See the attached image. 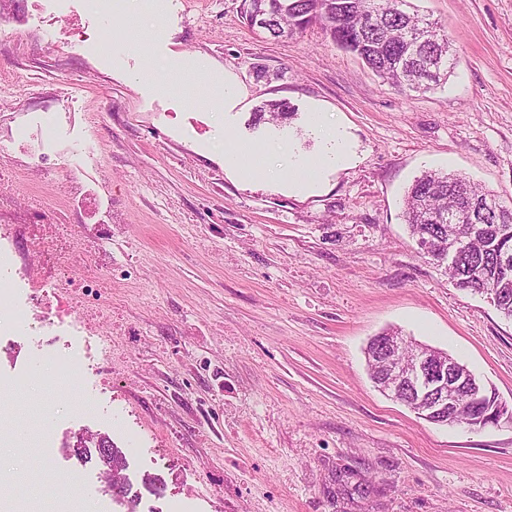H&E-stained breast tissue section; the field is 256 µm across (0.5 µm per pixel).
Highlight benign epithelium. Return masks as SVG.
Masks as SVG:
<instances>
[{
	"label": "benign epithelium",
	"mask_w": 512,
	"mask_h": 512,
	"mask_svg": "<svg viewBox=\"0 0 512 512\" xmlns=\"http://www.w3.org/2000/svg\"><path fill=\"white\" fill-rule=\"evenodd\" d=\"M414 350L410 364L401 361L398 351L407 346ZM382 359L384 372L374 379L378 390L386 397L409 405L407 394L423 393L427 409L440 420L443 426H459L461 422L453 416L459 400L465 396L472 400L486 391L475 374L452 355L420 343H411L406 336H384L380 346L366 357ZM487 424L497 426L502 422L512 424V406L501 401L486 414Z\"/></svg>",
	"instance_id": "obj_1"
}]
</instances>
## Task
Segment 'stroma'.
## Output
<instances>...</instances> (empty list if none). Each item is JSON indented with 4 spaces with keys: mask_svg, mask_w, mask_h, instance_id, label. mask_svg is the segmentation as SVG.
<instances>
[{
    "mask_svg": "<svg viewBox=\"0 0 512 512\" xmlns=\"http://www.w3.org/2000/svg\"><path fill=\"white\" fill-rule=\"evenodd\" d=\"M411 2L453 49L447 83L425 93L383 83L318 24L270 37L242 0L132 8L135 47L102 59L32 34L33 0H0V143L28 131L0 191L74 224L107 199L116 218L97 243L112 266V374L88 397L51 376L0 392L21 433L108 407L111 430L93 436L164 455L154 490L193 494L199 512H512V425L429 423L375 387L364 356L396 328L512 405V320L419 254L402 217L432 170L512 201V0ZM173 55L231 75L238 96L170 69ZM269 101L290 117L260 113ZM42 112L62 145L100 157L84 201L66 202L62 159L31 158ZM335 130L345 160L303 189L224 163L228 138L304 160ZM51 387L50 412L31 413ZM0 484L77 491L16 446L0 447Z\"/></svg>",
    "mask_w": 512,
    "mask_h": 512,
    "instance_id": "stroma-1",
    "label": "stroma"
}]
</instances>
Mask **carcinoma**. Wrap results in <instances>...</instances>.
Listing matches in <instances>:
<instances>
[{
  "mask_svg": "<svg viewBox=\"0 0 512 512\" xmlns=\"http://www.w3.org/2000/svg\"><path fill=\"white\" fill-rule=\"evenodd\" d=\"M245 15L263 6L264 29L274 38L318 23L337 46L354 53L383 82L401 91H427L448 78L450 43L437 23L406 10L409 0H244ZM405 222L412 239L430 245L429 257L445 266L455 286L481 296L496 295V309L512 318V202L483 191L456 174L428 172L414 181L405 199ZM451 216L453 228L468 235L472 252L444 264L442 243ZM493 399L466 401L459 416L482 427Z\"/></svg>",
  "mask_w": 512,
  "mask_h": 512,
  "instance_id": "obj_1",
  "label": "carcinoma"
}]
</instances>
